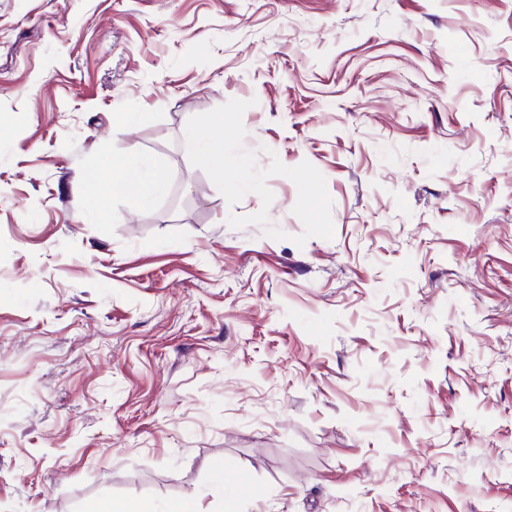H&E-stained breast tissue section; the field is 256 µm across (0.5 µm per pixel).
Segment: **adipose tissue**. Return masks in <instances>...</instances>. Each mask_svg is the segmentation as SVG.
<instances>
[{"label": "adipose tissue", "mask_w": 512, "mask_h": 512, "mask_svg": "<svg viewBox=\"0 0 512 512\" xmlns=\"http://www.w3.org/2000/svg\"><path fill=\"white\" fill-rule=\"evenodd\" d=\"M224 120L213 116L186 131L198 161L208 166L216 179L224 177ZM104 167L112 173V191L134 206L163 194L167 188L166 165L127 151L107 158Z\"/></svg>", "instance_id": "1"}]
</instances>
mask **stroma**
Returning a JSON list of instances; mask_svg holds the SVG:
<instances>
[{"mask_svg": "<svg viewBox=\"0 0 512 512\" xmlns=\"http://www.w3.org/2000/svg\"><path fill=\"white\" fill-rule=\"evenodd\" d=\"M190 496L512 512V0H0V512ZM223 130V117L216 114L203 123L189 127L186 131V137L192 143L198 161L208 166L219 181L224 179ZM103 168L112 171V193L119 194L132 206H139L166 191V165L160 159H146L127 151L112 154Z\"/></svg>", "mask_w": 512, "mask_h": 512, "instance_id": "1", "label": "stroma"}]
</instances>
